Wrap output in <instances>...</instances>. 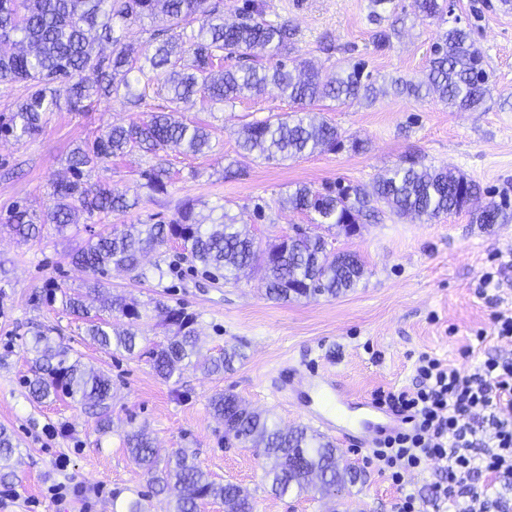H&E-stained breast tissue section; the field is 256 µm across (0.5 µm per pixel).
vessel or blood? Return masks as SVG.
I'll return each mask as SVG.
<instances>
[{
	"label": "vessel or blood",
	"instance_id": "b4317fda",
	"mask_svg": "<svg viewBox=\"0 0 512 512\" xmlns=\"http://www.w3.org/2000/svg\"><path fill=\"white\" fill-rule=\"evenodd\" d=\"M306 386L315 394L317 406L313 409H305L304 414L327 431H342L344 416L358 411L362 414L360 432L366 443H375L377 438L387 432L386 412L364 398L353 395L348 389L342 388L333 376L324 375L307 380Z\"/></svg>",
	"mask_w": 512,
	"mask_h": 512
}]
</instances>
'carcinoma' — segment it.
<instances>
[{
	"label": "carcinoma",
	"instance_id": "cac0c4a2",
	"mask_svg": "<svg viewBox=\"0 0 512 512\" xmlns=\"http://www.w3.org/2000/svg\"><path fill=\"white\" fill-rule=\"evenodd\" d=\"M419 13L439 26L425 78L412 82L395 78L390 88L376 85L362 62L323 80L315 65L292 57L297 31L286 22L264 18L263 4L245 0L238 21L224 22L222 0H0V85L23 84L25 94L8 117L0 118V136L20 141L38 135L47 116L65 98L70 109L87 112L112 94L125 90L127 103L141 107L149 92L164 93L166 106L150 112L149 118L128 126H113L81 141L68 157L70 176L52 183L53 206L42 212L15 204L6 224L22 239L35 238L46 226L64 234L85 214L108 216L125 213L138 204L106 181L93 186L85 176L89 170L133 151L157 154L168 148L201 154L210 148V133L201 124L178 118L183 106L198 98L210 102H233L276 87L288 100L312 105L326 100L344 103L363 101L370 105L393 91L416 98H431L458 111L476 110L491 93L490 75L484 56L471 32L447 24L446 0H415ZM163 17L164 25L150 32L153 52L135 56L119 30L146 19ZM198 29L186 33V26ZM374 33L380 50L398 34L395 24ZM112 46L108 55L96 47ZM276 56L273 67L259 64L264 55ZM237 60L224 65L226 60ZM95 74L88 83L83 73ZM240 157L253 153L270 162L303 154L345 149V137L332 123L310 112L286 113L247 123L239 140ZM147 188L167 193L168 169L162 165L145 174ZM479 184L460 172L427 165L409 158L386 170L368 192L358 184L338 182L321 190L305 184L289 194L291 206L309 217L313 229L295 233L260 247L248 225L221 215L207 224L195 213L190 201L178 206L176 217L165 222L115 224L106 233L92 235L84 247L69 255L70 263L86 274L74 291L57 283L46 285L48 304L60 301L86 324L90 339L104 349H122L134 354L143 318L133 298L114 294L102 300L112 270L124 271L136 280L153 274L158 281L167 275L161 264L147 272L144 254L158 252L173 243L187 253L210 279L226 281L246 269L263 272L266 294L276 301H298L317 296H336L354 288L363 274V263L354 253L331 247L322 231L341 224H362L376 218L382 207L398 216L414 215L427 220L461 212L480 195ZM512 218L507 197L491 200L476 213L479 224H502ZM154 311L170 336L145 349L155 373L164 380L189 366H200L209 374L230 370L241 353L224 348L198 363L197 315L183 307L153 300ZM108 312L112 319L102 317ZM27 351L33 354L32 377L26 381L33 400L68 398L81 405L94 419L96 430H111L109 401L112 382L104 372L80 359H70L68 348L43 330L32 333ZM213 416L224 423V435L253 449L266 461L265 476L271 492L284 496L312 490L329 492L333 487L355 484L362 471L351 463H340L338 448L323 435L306 427L283 428L269 415L242 405L231 392H217L209 400ZM132 461L144 471L155 494L174 490L169 512H198L207 500H219L224 512H253L248 490L236 483H218L184 452L161 463L158 449L142 429L124 436ZM18 448L14 434L0 427V480L14 476L11 460Z\"/></svg>",
	"mask_w": 512,
	"mask_h": 512
}]
</instances>
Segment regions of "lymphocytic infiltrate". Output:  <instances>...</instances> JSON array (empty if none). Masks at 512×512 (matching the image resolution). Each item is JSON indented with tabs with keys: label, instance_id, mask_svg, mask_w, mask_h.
Returning <instances> with one entry per match:
<instances>
[{
	"label": "lymphocytic infiltrate",
	"instance_id": "lymphocytic-infiltrate-1",
	"mask_svg": "<svg viewBox=\"0 0 512 512\" xmlns=\"http://www.w3.org/2000/svg\"><path fill=\"white\" fill-rule=\"evenodd\" d=\"M375 402L401 420L372 450L393 485L434 476L428 496L402 494L396 512H503L512 501V358L464 372L425 351L412 387Z\"/></svg>",
	"mask_w": 512,
	"mask_h": 512
}]
</instances>
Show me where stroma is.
Here are the masks:
<instances>
[{"instance_id": "stroma-1", "label": "stroma", "mask_w": 512, "mask_h": 512, "mask_svg": "<svg viewBox=\"0 0 512 512\" xmlns=\"http://www.w3.org/2000/svg\"><path fill=\"white\" fill-rule=\"evenodd\" d=\"M394 2L397 9L384 11L385 21L401 14L405 22L391 47L380 50L373 43L370 0H263L268 21L297 28L296 56L313 60L323 77H334L350 53L366 61L379 81H417L428 67L438 28L417 17L414 0ZM455 13L469 26L490 73L491 95L478 110L458 112L394 94L371 106L337 103L329 111L318 103L314 112L325 114L347 140L362 141L363 151L256 160L228 179L224 170L239 158L242 125L294 112L295 106L273 87L232 103L199 101L181 117L208 126L211 150L185 155L169 149L156 159L136 151L92 171L91 181L111 182L138 198L135 209L104 221H80L62 237L48 229L23 242L0 232V262L9 271L0 280V426L13 431L19 443L15 475L0 482V512H112L116 498H138L146 512H167L166 499L152 494L147 476L128 457L123 436L133 427L145 428L161 455L188 449L216 481L246 487L254 512H394L401 492L427 496L429 474L412 475L405 490H397L353 435L336 446L361 468L363 481L327 494L272 495L264 461L241 445L225 447L224 426L212 417L208 401L214 393L230 391L281 425L304 427L302 379L331 374L369 399L377 390L411 385L423 351L464 370L490 353L512 355V341L490 333L496 306L478 293L495 256L512 255V221L476 224L462 212L429 222L385 213L355 236L330 230L326 238L335 249L361 259V280L334 297L288 303L266 296L257 271L235 282L202 285L201 274L180 259L174 245L166 258L175 269L163 281L138 282L111 273L110 293L143 304L161 295L170 305L196 313L202 356L236 347L240 360L221 374L190 368L179 380H163L147 358L100 349L83 321L62 305L43 304L40 295L52 280L67 287L81 283L84 274L68 256L106 224H135L153 214L170 218L184 200L192 201L200 216L236 218L266 244L307 223V216L287 202L296 185L319 189L341 180L368 188L378 174L412 154L479 183L482 201L512 198V108L503 104L512 96V10L501 0H456ZM164 104L154 95L147 107L136 109L118 93L84 113L60 107L34 138L0 137V217L18 203L52 206V183L67 177L66 160L78 143L109 126L139 122L148 109ZM159 160L172 176L164 195L151 194L143 178ZM37 327L58 329L71 357L111 377L110 432L97 433L93 420L71 401L32 400L24 383L32 359L25 341L28 330ZM481 330L487 337L480 344ZM470 345L475 352L468 356L464 350ZM52 485L68 487L67 498H50Z\"/></svg>"}]
</instances>
